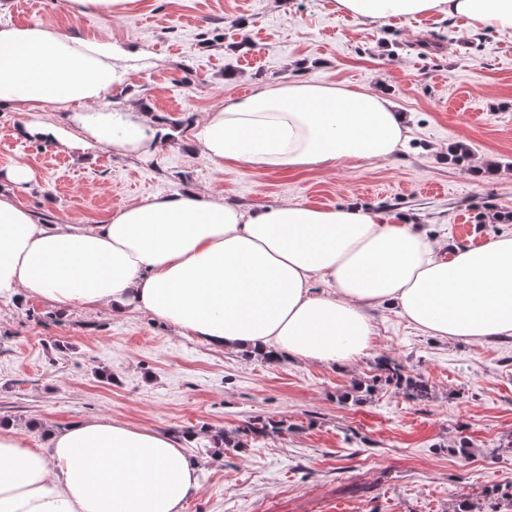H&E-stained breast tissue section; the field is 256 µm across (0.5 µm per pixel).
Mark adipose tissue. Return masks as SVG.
Returning a JSON list of instances; mask_svg holds the SVG:
<instances>
[{
  "label": "adipose tissue",
  "instance_id": "1",
  "mask_svg": "<svg viewBox=\"0 0 512 512\" xmlns=\"http://www.w3.org/2000/svg\"><path fill=\"white\" fill-rule=\"evenodd\" d=\"M336 8L365 23L458 15L512 31V0ZM141 62V52L100 36L0 24V108L67 117L23 124L21 138L144 156L168 139L163 122L97 107ZM405 138L386 96L293 77L208 113L190 142L216 165L296 171L387 160ZM316 277L329 292L314 290ZM20 290L59 308L146 310L218 349L340 365L370 348L373 307L445 339L511 336L512 235L448 251L426 229L359 205L245 209L192 190L142 200L104 224H43L0 192V295ZM197 488L196 462L151 429L78 421L50 433L43 451L24 430L0 428V512H182Z\"/></svg>",
  "mask_w": 512,
  "mask_h": 512
}]
</instances>
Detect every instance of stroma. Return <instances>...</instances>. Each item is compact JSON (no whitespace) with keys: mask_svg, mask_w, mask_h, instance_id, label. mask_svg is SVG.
Wrapping results in <instances>:
<instances>
[{"mask_svg":"<svg viewBox=\"0 0 512 512\" xmlns=\"http://www.w3.org/2000/svg\"><path fill=\"white\" fill-rule=\"evenodd\" d=\"M8 22L148 53L101 106L151 107L172 133L146 157L103 146L80 156L15 137L23 122L57 113L0 109V170L23 162L35 171L16 199L43 223L101 224L190 188L249 209L362 204L452 248L512 234V223L476 221L488 201L512 211V34L461 16L363 23L334 0H131L111 16L72 15L64 0H0ZM295 75L386 95L408 128L399 152L282 172L217 166L186 148L209 112ZM458 141L499 163L498 174L482 180L449 161ZM370 316L372 350L337 368L220 350L146 311L115 317L0 296V423L28 428L34 448L48 445L44 427L87 418L173 434L199 465L183 512H453L461 495L512 492V337L445 340L390 311ZM383 356L428 380L430 398L376 381ZM371 379L375 392L358 396L354 383ZM258 416L285 432L221 445V434Z\"/></svg>","mask_w":512,"mask_h":512,"instance_id":"1","label":"stroma"}]
</instances>
